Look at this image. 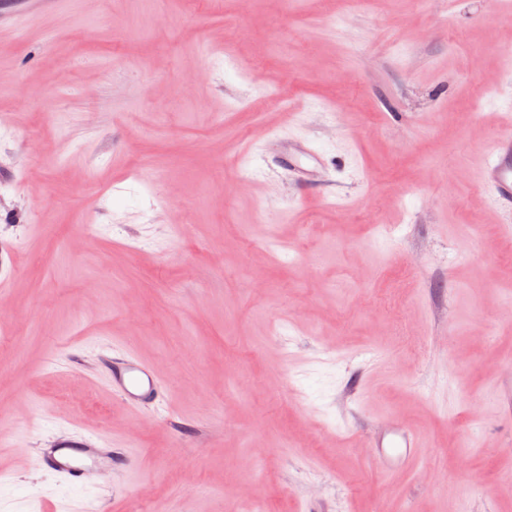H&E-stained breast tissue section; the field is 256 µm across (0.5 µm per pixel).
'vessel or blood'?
Returning a JSON list of instances; mask_svg holds the SVG:
<instances>
[{"label": "vessel or blood", "mask_w": 512, "mask_h": 512, "mask_svg": "<svg viewBox=\"0 0 512 512\" xmlns=\"http://www.w3.org/2000/svg\"><path fill=\"white\" fill-rule=\"evenodd\" d=\"M480 181L491 186L499 200L512 203V135L500 136L488 151L479 172ZM111 373L112 389L130 406L147 409L164 405L166 392L154 371L128 354L115 350L103 357ZM377 457L384 464L411 461L419 442L410 431L388 425L373 443ZM41 462L49 469L65 475L71 482L80 484L92 474L112 463L129 465L127 455L113 456L111 449L97 445V437L87 434L79 438L65 435L53 437L39 451Z\"/></svg>", "instance_id": "vessel-or-blood-1"}]
</instances>
